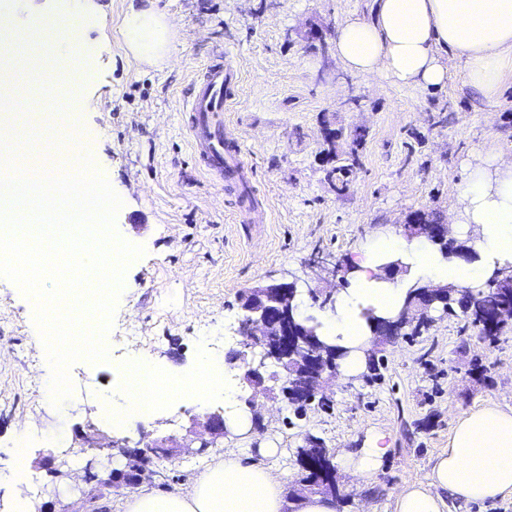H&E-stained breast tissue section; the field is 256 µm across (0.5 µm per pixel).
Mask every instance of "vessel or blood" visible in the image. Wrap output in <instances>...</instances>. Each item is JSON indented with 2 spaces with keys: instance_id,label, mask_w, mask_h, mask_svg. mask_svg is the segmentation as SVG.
I'll list each match as a JSON object with an SVG mask.
<instances>
[{
  "instance_id": "vessel-or-blood-1",
  "label": "vessel or blood",
  "mask_w": 512,
  "mask_h": 512,
  "mask_svg": "<svg viewBox=\"0 0 512 512\" xmlns=\"http://www.w3.org/2000/svg\"><path fill=\"white\" fill-rule=\"evenodd\" d=\"M238 78L233 53L222 52L202 66L184 102L192 148L224 190L246 184L247 165L238 142L224 130V112L237 98Z\"/></svg>"
}]
</instances>
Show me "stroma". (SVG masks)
<instances>
[{
    "label": "stroma",
    "instance_id": "stroma-1",
    "mask_svg": "<svg viewBox=\"0 0 512 512\" xmlns=\"http://www.w3.org/2000/svg\"><path fill=\"white\" fill-rule=\"evenodd\" d=\"M39 3L47 15L39 29L43 43L70 24L99 54L91 80L65 82L51 97L33 88L29 113L12 133L38 135L37 114H64L74 97L93 100L77 125L45 147L61 158L71 136L89 140L122 200L116 230L144 253L125 272L108 331L109 358L73 363L74 377L90 383L58 405L41 391L45 361L28 299L0 277V472L15 473L9 488H0V512H46L56 498L74 506V496H54L45 461L67 452L72 474L82 475L88 456L79 453V438L88 426L146 447L184 435L192 416L223 413V397L201 394L165 402L145 419L103 417V404L125 405L118 352L128 335L135 338L133 355L167 374L190 367L199 337L229 335L222 356L238 381V404H253L263 418L261 430L231 431L222 447L205 453L152 457L142 483L149 491L190 487L229 448L252 455L290 490L303 476L298 451L307 437L324 441L337 461L380 435L387 453L368 479L337 471L345 495L338 512H396L397 493L406 482L426 480L459 413L488 404L512 411V329L488 344L458 309L419 335L381 341L380 379L339 371L324 383L333 412H312L294 423L278 394L255 392L241 381L234 358L244 346L238 338L243 289L306 280L315 254L351 260L377 236L403 235L416 211L458 225V196L471 168L499 152L512 156V74L490 103L465 85L453 60L452 77L440 89L351 73L332 52L336 32L347 17H367L370 0H155L177 43L176 52L155 64L134 57L120 35L130 0H97L96 15L62 11L59 0ZM312 27L329 56L304 41ZM226 49L237 56L241 83L224 125L254 165L263 224L240 223V198L214 186L196 165L184 125L182 100L192 78ZM326 121L346 133H367L362 167L341 195L326 180L319 156ZM24 423L32 437L17 467L13 438Z\"/></svg>",
    "mask_w": 512,
    "mask_h": 512
}]
</instances>
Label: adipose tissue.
<instances>
[{
  "label": "adipose tissue",
  "instance_id": "obj_1",
  "mask_svg": "<svg viewBox=\"0 0 512 512\" xmlns=\"http://www.w3.org/2000/svg\"><path fill=\"white\" fill-rule=\"evenodd\" d=\"M120 33L142 57L175 51L174 33L160 11L130 10ZM335 51L351 72L384 76L394 83L437 89L451 74L444 62L452 55L462 64L465 83L486 100L498 98L512 73V0H373L369 19H349L336 33ZM459 206L465 223L481 227L472 249L475 260L444 258L425 240L391 237L361 250L349 270L352 285L322 321L320 333L331 345L350 348L347 371L364 367L371 332L361 316L373 308L389 317L401 307L406 291L379 277L385 258L395 255L413 273L435 285L470 287L497 270L512 266V160L493 168L472 169L462 186ZM124 381L128 409L153 413L157 402L183 389L182 376L158 382L145 359H135ZM193 383L206 392L220 391L233 405L237 388L224 376L222 359L202 357ZM512 493V413L482 407L461 414L448 438V448L435 458L428 485L411 484L396 499L397 512H445L447 499L485 502ZM127 512H336L334 500L319 495L286 501L280 476L252 458L227 451L187 491H139L130 496Z\"/></svg>",
  "mask_w": 512,
  "mask_h": 512
}]
</instances>
